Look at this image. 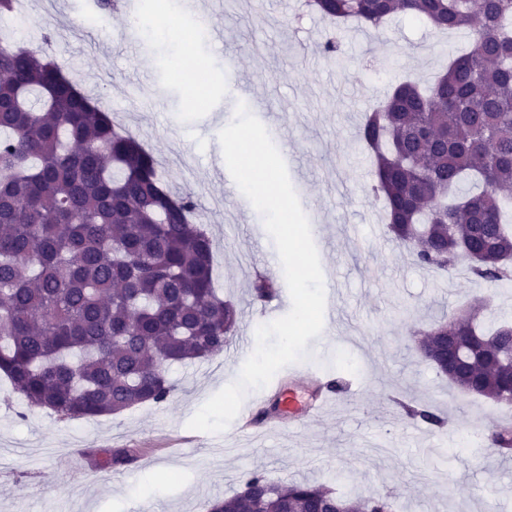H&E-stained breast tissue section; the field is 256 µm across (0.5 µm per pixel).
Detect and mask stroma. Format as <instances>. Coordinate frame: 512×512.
<instances>
[{
    "label": "stroma",
    "mask_w": 512,
    "mask_h": 512,
    "mask_svg": "<svg viewBox=\"0 0 512 512\" xmlns=\"http://www.w3.org/2000/svg\"><path fill=\"white\" fill-rule=\"evenodd\" d=\"M27 2L31 19L20 42L48 48L64 73L79 77L154 151L172 185L193 193L214 241L217 285L240 322L223 353L170 369L174 392L160 405L62 420L28 407L0 379V512H207L253 469L277 482L306 478L389 495L397 512H512V458L484 448L489 420L512 419V405L451 386L417 358L412 336L477 298L488 299V317L512 321V282L496 287L463 266L445 277L399 247L371 191L372 163L358 135L396 80L431 81L468 38L435 34L411 15L376 31L354 23L334 31L302 0H195L181 26L192 29L205 10L223 31L221 43L172 42L134 29L127 19L144 14L138 2L111 11L89 44L81 18L90 0ZM332 33L341 44L336 61L320 51ZM176 60L203 76L199 97L173 68ZM240 101L280 147L322 271L336 282L334 308L296 364L334 386L333 399L318 420L275 442L233 423L219 433L187 426L238 379L257 327L291 309L288 289L276 310L251 295L254 271L277 251L262 216L234 192L218 140ZM402 397L436 409L446 426L411 423L395 405ZM120 448L132 461L113 464Z\"/></svg>",
    "instance_id": "stroma-1"
}]
</instances>
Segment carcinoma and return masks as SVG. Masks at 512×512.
I'll list each match as a JSON object with an SVG mask.
<instances>
[{
	"label": "carcinoma",
	"instance_id": "carcinoma-1",
	"mask_svg": "<svg viewBox=\"0 0 512 512\" xmlns=\"http://www.w3.org/2000/svg\"><path fill=\"white\" fill-rule=\"evenodd\" d=\"M339 26L378 30L397 13L466 31L426 87L396 84L360 127L372 190L393 239L418 265L454 272L467 243L476 277L512 281V0H307ZM214 244L192 193L170 190L155 155L77 88L43 49L0 38V374L30 406L63 419L162 404L174 364L224 351L236 306L213 277ZM254 300L277 293L258 273ZM484 305L434 321L422 359L475 397L512 401V322L487 331ZM413 420L446 419L416 403ZM486 450L512 456V429ZM208 512H396L390 497L248 473Z\"/></svg>",
	"mask_w": 512,
	"mask_h": 512
}]
</instances>
